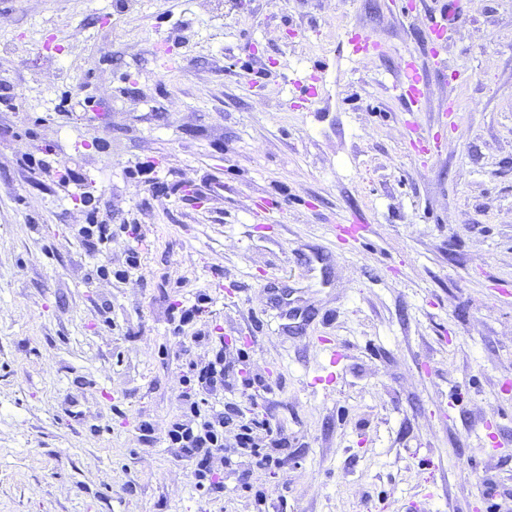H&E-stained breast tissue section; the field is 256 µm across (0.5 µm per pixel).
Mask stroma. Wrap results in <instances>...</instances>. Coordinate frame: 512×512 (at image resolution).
I'll return each instance as SVG.
<instances>
[{
	"mask_svg": "<svg viewBox=\"0 0 512 512\" xmlns=\"http://www.w3.org/2000/svg\"><path fill=\"white\" fill-rule=\"evenodd\" d=\"M401 4L0 0V512H512V0ZM219 342L270 390L201 412L285 461L204 495L165 438ZM431 7V29L438 39H442L448 29L450 21V12L448 11V2L446 0H430ZM421 77L418 70L411 64H405L402 81L400 84L401 96L408 100V112H420L421 110Z\"/></svg>",
	"mask_w": 512,
	"mask_h": 512,
	"instance_id": "obj_1",
	"label": "stroma"
}]
</instances>
